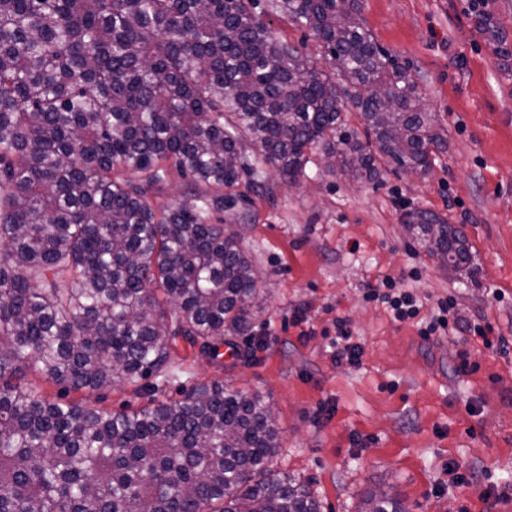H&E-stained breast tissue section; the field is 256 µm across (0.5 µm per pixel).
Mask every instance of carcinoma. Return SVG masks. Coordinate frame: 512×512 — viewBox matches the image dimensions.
<instances>
[{
    "instance_id": "carcinoma-1",
    "label": "carcinoma",
    "mask_w": 512,
    "mask_h": 512,
    "mask_svg": "<svg viewBox=\"0 0 512 512\" xmlns=\"http://www.w3.org/2000/svg\"><path fill=\"white\" fill-rule=\"evenodd\" d=\"M312 31L330 69L260 19ZM477 32L505 36L478 13ZM357 108L369 144L342 132ZM448 146L417 87L364 26L360 0H0V512H321L279 472L270 409L199 383L106 412L74 392L156 390L180 338L213 360L262 308L236 233L209 222L266 166L295 184L309 155L376 181L426 173ZM187 199L153 205L171 174ZM406 231L459 279L460 231ZM363 512H405L372 496Z\"/></svg>"
}]
</instances>
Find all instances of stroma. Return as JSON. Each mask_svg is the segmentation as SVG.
Wrapping results in <instances>:
<instances>
[{"instance_id": "35a3bbf8", "label": "stroma", "mask_w": 512, "mask_h": 512, "mask_svg": "<svg viewBox=\"0 0 512 512\" xmlns=\"http://www.w3.org/2000/svg\"><path fill=\"white\" fill-rule=\"evenodd\" d=\"M471 0H362L364 24L418 85L448 147L425 175L384 167L378 183L308 164L299 184L241 178L220 219L241 239L263 299L249 335L225 338L219 361L184 341L159 398L213 380L270 405L276 470L307 480L322 512H362L384 489L407 512H512V54L476 30ZM428 211L467 239L475 281L442 270L408 236ZM403 281L432 308L491 327L423 340L393 321L368 287ZM363 353L337 364L336 320ZM466 368H459V361ZM474 476L449 484L446 467Z\"/></svg>"}]
</instances>
